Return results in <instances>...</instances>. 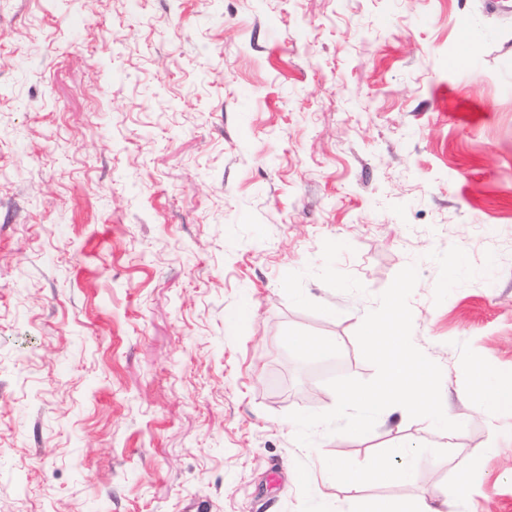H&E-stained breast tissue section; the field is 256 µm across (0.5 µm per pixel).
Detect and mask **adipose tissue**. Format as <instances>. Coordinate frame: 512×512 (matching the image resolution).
Listing matches in <instances>:
<instances>
[{"mask_svg": "<svg viewBox=\"0 0 512 512\" xmlns=\"http://www.w3.org/2000/svg\"><path fill=\"white\" fill-rule=\"evenodd\" d=\"M417 453L416 447L398 445L361 463L339 459L328 464V481L332 484L352 487L370 483H406L413 478V459Z\"/></svg>", "mask_w": 512, "mask_h": 512, "instance_id": "adipose-tissue-1", "label": "adipose tissue"}]
</instances>
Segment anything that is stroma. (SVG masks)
Masks as SVG:
<instances>
[{"instance_id": "stroma-1", "label": "stroma", "mask_w": 512, "mask_h": 512, "mask_svg": "<svg viewBox=\"0 0 512 512\" xmlns=\"http://www.w3.org/2000/svg\"><path fill=\"white\" fill-rule=\"evenodd\" d=\"M504 3L0 0V512H414L460 478L455 512H512V413L471 391L512 375ZM410 264L462 430L299 445ZM398 443L411 483L323 484ZM292 341L306 351L310 355H321L324 353L334 352L336 350L338 341L332 336H323L319 338H308L305 336L290 335Z\"/></svg>"}]
</instances>
